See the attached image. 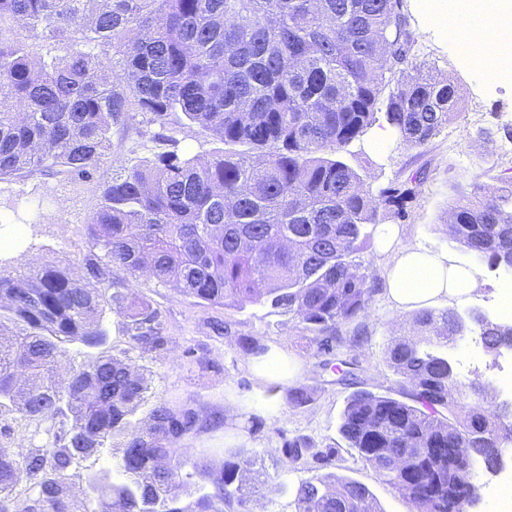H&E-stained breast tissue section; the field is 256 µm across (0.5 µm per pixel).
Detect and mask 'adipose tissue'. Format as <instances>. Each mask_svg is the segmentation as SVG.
Here are the masks:
<instances>
[{"label":"adipose tissue","instance_id":"ef3b65f1","mask_svg":"<svg viewBox=\"0 0 512 512\" xmlns=\"http://www.w3.org/2000/svg\"><path fill=\"white\" fill-rule=\"evenodd\" d=\"M421 6L465 59L471 56L469 34L454 25V18L465 15L478 24L489 20L512 28V0H421ZM477 287L472 270L457 265L449 256L419 250H400L386 274L387 294L404 310L468 296Z\"/></svg>","mask_w":512,"mask_h":512}]
</instances>
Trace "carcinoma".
I'll use <instances>...</instances> for the list:
<instances>
[{
    "instance_id": "1",
    "label": "carcinoma",
    "mask_w": 512,
    "mask_h": 512,
    "mask_svg": "<svg viewBox=\"0 0 512 512\" xmlns=\"http://www.w3.org/2000/svg\"><path fill=\"white\" fill-rule=\"evenodd\" d=\"M403 0H0V178L58 167L83 178L113 132L137 111L161 125L182 113L227 145L208 161L165 152L112 178L70 269L0 265V418L45 426L25 456L0 441V512H252L242 491L250 450L224 448L222 466L182 459L196 413L165 403L136 427L146 380L101 350L107 314L144 352L165 349L159 309L132 293L146 274L198 302L268 304L298 320L326 353L376 291L363 257L376 227L406 217L417 170L375 192L342 153L375 125L427 145L457 113L460 94L416 61ZM60 52L32 53L16 31ZM448 234L491 272H512V180L456 189ZM492 355L512 324L480 310L418 309L393 336L386 362L408 401L367 390L345 406L340 433L412 512H467L471 474L448 489L453 430L470 429V470L491 468L497 408L471 398L448 347L469 334ZM98 350L62 370L66 345ZM245 355L267 348L241 336ZM105 448L119 480L77 499L68 472ZM290 465L327 461L305 438ZM28 493H15L20 476ZM107 507L97 511L92 503ZM295 512H380L369 489L333 474L305 480Z\"/></svg>"
}]
</instances>
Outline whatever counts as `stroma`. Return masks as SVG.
Wrapping results in <instances>:
<instances>
[{"label": "stroma", "mask_w": 512, "mask_h": 512, "mask_svg": "<svg viewBox=\"0 0 512 512\" xmlns=\"http://www.w3.org/2000/svg\"><path fill=\"white\" fill-rule=\"evenodd\" d=\"M404 11L420 60L435 64L458 84L461 113L426 146L409 148L395 137L378 145L368 134L349 149L345 159L375 188L404 179L413 170H425L427 178L399 222L400 243L448 253L460 263L464 257L449 240L446 208L455 188L472 179L493 188L512 178V155L501 150L512 141V85L461 64L452 43L418 11L415 0H404ZM486 131L491 132V139H483ZM175 148L207 158L222 150L223 144L183 114H171L161 127L137 112L114 134L111 150L92 179L57 172L0 179V238L14 241L13 249L0 257L15 267L32 261L72 265L86 248V226L98 209L101 185ZM364 257L371 262L379 285L367 314L355 326L343 327L341 333L349 338L359 328L368 341L359 346L347 342L336 351L337 359L360 366L362 374L353 385L337 384L335 375L322 372V357L307 347L299 324L270 306L227 309L220 304H199L172 287L140 277L134 290L161 310L168 338L165 349L144 353L133 348L119 329L116 315L106 319L108 350L124 354L147 380L146 396L132 423L144 425L159 402L193 409L198 424L181 443L182 454L189 458L206 449L223 453L230 434L242 430L247 447L258 454L250 490L254 512H295L298 484L325 474L366 485L381 512H411L402 492L377 476L339 432L343 410L354 390L397 396V378L388 369L384 352L391 336L406 333L411 326V313L397 309L387 297L384 280L392 252L379 251L372 241ZM472 268L479 289L470 297L452 301V308L495 313L500 278L486 264L476 262ZM217 322L228 323L230 335L214 332ZM242 336L259 340L281 357L287 369L280 378L281 390L270 391L271 381L262 376L260 364L241 351L238 339ZM472 342V337H465L451 351L458 379L467 383L478 377L496 383L500 371L492 367L486 351H479L473 359L467 357ZM291 387L312 390L313 403L293 407L286 395ZM298 435L310 437L316 447L335 449V456L289 468L283 444Z\"/></svg>", "instance_id": "stroma-1"}]
</instances>
